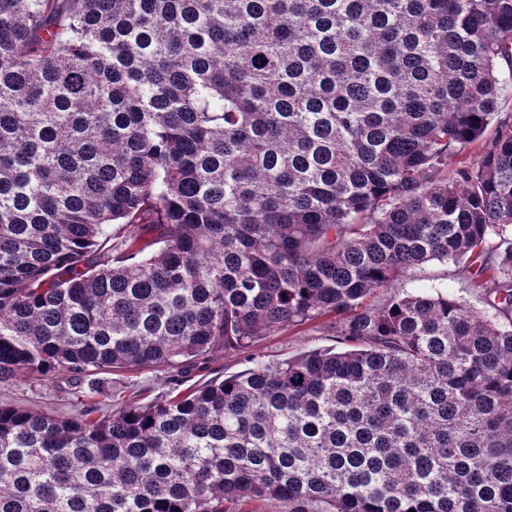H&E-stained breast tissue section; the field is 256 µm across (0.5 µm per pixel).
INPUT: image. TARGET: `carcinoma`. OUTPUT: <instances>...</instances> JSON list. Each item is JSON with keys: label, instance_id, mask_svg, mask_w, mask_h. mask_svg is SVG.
Returning <instances> with one entry per match:
<instances>
[{"label": "carcinoma", "instance_id": "1", "mask_svg": "<svg viewBox=\"0 0 512 512\" xmlns=\"http://www.w3.org/2000/svg\"><path fill=\"white\" fill-rule=\"evenodd\" d=\"M511 91L512 0H0V382L344 345L1 404L0 512H512ZM452 264L431 263L412 271L410 275L395 281L388 291H382L371 295L367 303L380 306L394 292L412 291L416 288L436 287L447 289L467 303L481 309L485 307L480 294L470 288L469 279L457 274ZM324 322L325 320H319L301 328L265 336L256 348L257 359L272 363L315 348L341 349V345L336 343V336L332 329L328 328ZM252 365L244 360L243 355L234 356L225 353L223 348H216L207 355L206 363L202 365L206 369L183 374L174 370L141 369L84 376L64 370L50 377H42L19 372L8 381L0 382V403L62 416L79 415L84 405L99 403L101 411L95 416L108 415L125 403H145L170 393L174 387L171 383L174 374H180L183 381L178 388L183 390L215 378L222 380L224 376L241 372ZM93 381H99V385L112 394V401L91 392Z\"/></svg>", "mask_w": 512, "mask_h": 512}]
</instances>
